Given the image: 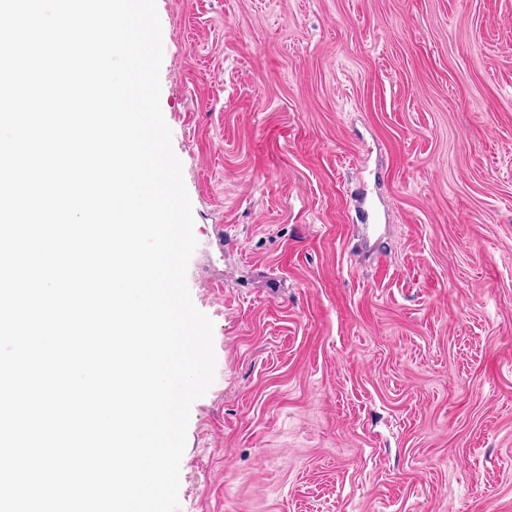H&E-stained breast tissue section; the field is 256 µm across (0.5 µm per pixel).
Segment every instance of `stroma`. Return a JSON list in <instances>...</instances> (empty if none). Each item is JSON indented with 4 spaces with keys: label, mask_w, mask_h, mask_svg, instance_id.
Instances as JSON below:
<instances>
[{
    "label": "stroma",
    "mask_w": 512,
    "mask_h": 512,
    "mask_svg": "<svg viewBox=\"0 0 512 512\" xmlns=\"http://www.w3.org/2000/svg\"><path fill=\"white\" fill-rule=\"evenodd\" d=\"M156 6L216 356L179 512H512V0Z\"/></svg>",
    "instance_id": "35a3bbf8"
}]
</instances>
